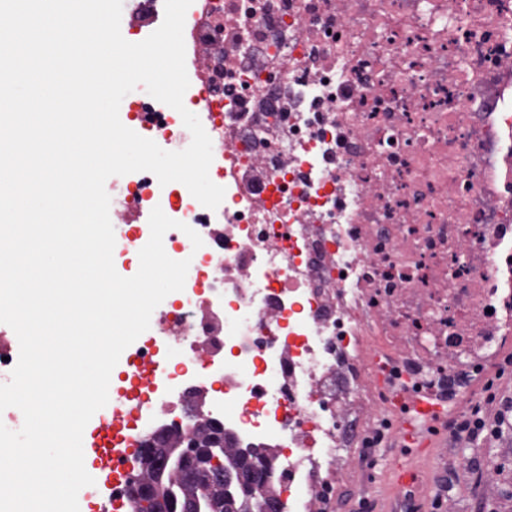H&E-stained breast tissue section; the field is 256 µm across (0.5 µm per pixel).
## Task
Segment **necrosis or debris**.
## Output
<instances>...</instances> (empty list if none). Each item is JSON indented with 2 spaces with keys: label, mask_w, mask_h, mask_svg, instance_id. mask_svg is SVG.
Listing matches in <instances>:
<instances>
[{
  "label": "necrosis or debris",
  "mask_w": 512,
  "mask_h": 512,
  "mask_svg": "<svg viewBox=\"0 0 512 512\" xmlns=\"http://www.w3.org/2000/svg\"><path fill=\"white\" fill-rule=\"evenodd\" d=\"M183 98L212 141L214 210L141 173L112 200L138 254L161 207L202 238L119 361L133 440L205 389L238 448L283 449L282 512H333L399 404L448 415L512 352V0H204ZM184 143L179 113L128 108Z\"/></svg>",
  "instance_id": "4bbe7bcc"
}]
</instances>
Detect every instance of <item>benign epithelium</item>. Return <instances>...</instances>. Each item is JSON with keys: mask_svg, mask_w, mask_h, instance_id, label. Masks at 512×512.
<instances>
[{"mask_svg": "<svg viewBox=\"0 0 512 512\" xmlns=\"http://www.w3.org/2000/svg\"><path fill=\"white\" fill-rule=\"evenodd\" d=\"M185 420L158 428L131 451L126 470L133 499L150 506V512H201L199 502L178 501L167 486L172 473L188 480L200 474L220 489V498L209 503L208 512H236L240 500L257 499L261 512H281L280 498L272 492L276 457L241 452L224 461V443L233 436L215 419L203 394L191 388L184 395ZM208 422L217 432L215 443L201 445L194 438L197 426Z\"/></svg>", "mask_w": 512, "mask_h": 512, "instance_id": "7a95c632", "label": "benign epithelium"}]
</instances>
